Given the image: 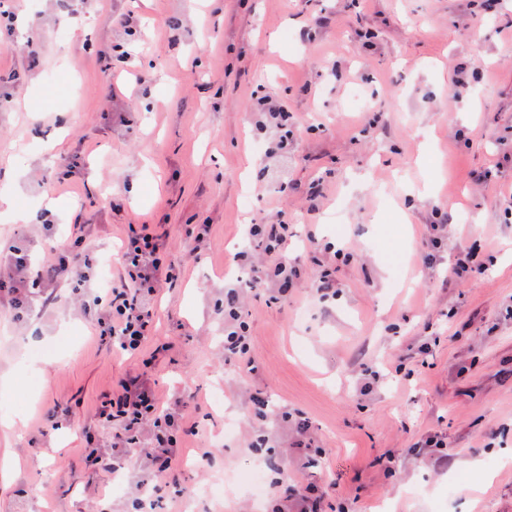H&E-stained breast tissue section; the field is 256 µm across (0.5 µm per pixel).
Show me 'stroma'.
I'll return each mask as SVG.
<instances>
[{
	"mask_svg": "<svg viewBox=\"0 0 512 512\" xmlns=\"http://www.w3.org/2000/svg\"><path fill=\"white\" fill-rule=\"evenodd\" d=\"M13 27L0 196L29 220L0 209V258L38 264L49 232L78 224L107 278L129 225L154 224L182 273L134 356L92 335L67 282L29 317L0 296V512H130L150 431L122 475L89 455L111 451L99 411L132 372L186 427L178 491L154 512L258 454L262 500L225 484L197 512H272L287 472L322 490L319 512H512V0H22ZM263 97L286 129L261 123ZM63 157L77 166L59 185ZM51 200L47 229L34 217ZM277 219L285 250L260 261L296 257L299 273L243 291L251 362L225 360L224 287L247 276L248 225ZM187 224L209 225L206 242ZM474 244L486 271L457 281ZM323 269L335 297L313 289ZM367 368L384 376L365 393Z\"/></svg>",
	"mask_w": 512,
	"mask_h": 512,
	"instance_id": "stroma-1",
	"label": "stroma"
}]
</instances>
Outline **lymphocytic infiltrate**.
Segmentation results:
<instances>
[{"instance_id": "f902f5d3", "label": "lymphocytic infiltrate", "mask_w": 512, "mask_h": 512, "mask_svg": "<svg viewBox=\"0 0 512 512\" xmlns=\"http://www.w3.org/2000/svg\"><path fill=\"white\" fill-rule=\"evenodd\" d=\"M81 239L68 236L65 246L50 245V258L41 269L29 272L26 260L11 256L12 274L0 278V288L12 296L14 307H22L43 295L46 282L59 278L69 280L75 288H84L91 281L92 263L87 254L78 251ZM178 277V267L165 249V240L151 224L130 225L120 251L117 279L105 282L104 290L111 294L107 310L95 312L93 321L101 337L112 339L118 347L135 353L148 340L155 328V312L151 300L160 288ZM248 326L242 319L240 292L229 289L224 307V357L247 359L250 343ZM117 397L103 403L102 417L118 423L113 445L118 452L112 456H97L93 462L99 470L115 473L125 466L122 449L139 441L144 426L153 430L152 444L147 453L156 464L155 474L146 489L164 496L170 482L168 473L175 467L179 446L177 435L182 415L177 411L161 412L157 395L142 381L140 375H130L119 382Z\"/></svg>"}]
</instances>
